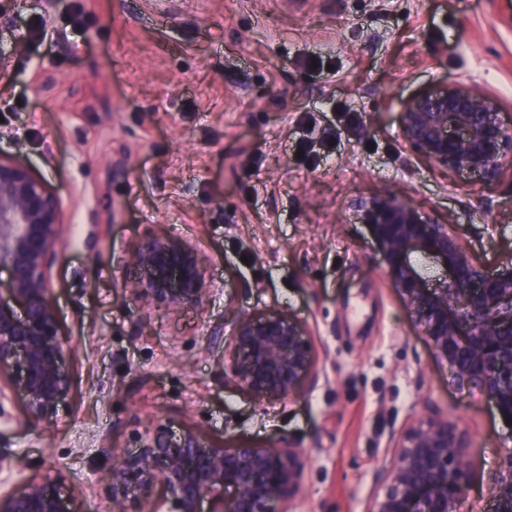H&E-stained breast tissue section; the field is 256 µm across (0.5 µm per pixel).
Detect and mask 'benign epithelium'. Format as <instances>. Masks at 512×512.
<instances>
[{"label":"benign epithelium","mask_w":512,"mask_h":512,"mask_svg":"<svg viewBox=\"0 0 512 512\" xmlns=\"http://www.w3.org/2000/svg\"><path fill=\"white\" fill-rule=\"evenodd\" d=\"M399 137L403 146L440 168L492 184L512 169V121L499 99L471 80L444 81L408 99ZM366 225L379 265L405 306L423 325L431 348L450 366L453 382L483 392L512 423V258L487 270L460 224L424 216L400 192L352 203ZM65 227L58 193L19 155L0 153V382L16 383L32 424L52 413L70 386L50 277ZM416 253L436 257L448 278L428 285ZM128 288L168 307L199 305L210 288L199 250L173 237L144 240L127 258ZM232 323L230 372L258 402L286 399L316 378L310 332L272 305L250 313L228 303ZM12 397L0 385V512H73L57 484L36 477L3 492L27 468L9 449ZM468 435L446 417L414 420L377 473L381 493L366 512H455L468 480ZM305 469L303 452L285 442L226 448L194 428L169 425L140 433L135 449L113 456L108 483L112 512L161 499L152 512H274L293 498ZM493 512H512V451L493 478Z\"/></svg>","instance_id":"obj_1"}]
</instances>
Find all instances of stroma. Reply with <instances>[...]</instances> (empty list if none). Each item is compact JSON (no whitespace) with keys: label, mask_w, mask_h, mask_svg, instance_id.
Masks as SVG:
<instances>
[{"label":"stroma","mask_w":512,"mask_h":512,"mask_svg":"<svg viewBox=\"0 0 512 512\" xmlns=\"http://www.w3.org/2000/svg\"><path fill=\"white\" fill-rule=\"evenodd\" d=\"M464 78L512 118V0H0V151L67 220L51 288L71 386L34 425L14 396L24 477L109 512L111 449L168 423L301 449L279 512H365L390 445L440 415L469 435L456 512H489L512 426L453 382L349 208L401 189L488 269L512 258V176L469 185L400 145L404 101ZM156 235L203 255L200 305L127 289L128 252ZM231 300L306 321L316 382L260 404L225 380Z\"/></svg>","instance_id":"35a3bbf8"}]
</instances>
